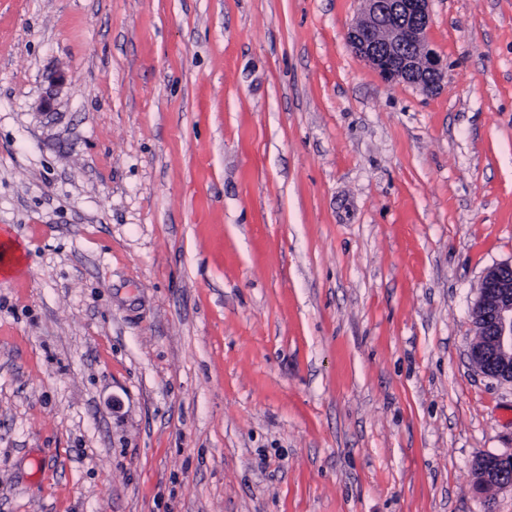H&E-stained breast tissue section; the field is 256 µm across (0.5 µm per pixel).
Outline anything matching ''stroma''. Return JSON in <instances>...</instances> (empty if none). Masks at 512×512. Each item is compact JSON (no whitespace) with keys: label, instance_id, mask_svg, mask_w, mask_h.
<instances>
[{"label":"stroma","instance_id":"35a3bbf8","mask_svg":"<svg viewBox=\"0 0 512 512\" xmlns=\"http://www.w3.org/2000/svg\"><path fill=\"white\" fill-rule=\"evenodd\" d=\"M360 7L0 0V512H512V0H431L433 92ZM471 318L478 340L470 361L483 374L512 383V262L484 272ZM508 468L512 469V457H499L492 458L480 455V459L475 464V471L478 475L479 482L499 489L512 488V481L506 482L502 480L503 471ZM504 472V479L510 481L512 479V470Z\"/></svg>","mask_w":512,"mask_h":512}]
</instances>
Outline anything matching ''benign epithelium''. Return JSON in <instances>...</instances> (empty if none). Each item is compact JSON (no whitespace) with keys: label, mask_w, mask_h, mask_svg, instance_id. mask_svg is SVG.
I'll return each mask as SVG.
<instances>
[{"label":"benign epithelium","mask_w":512,"mask_h":512,"mask_svg":"<svg viewBox=\"0 0 512 512\" xmlns=\"http://www.w3.org/2000/svg\"><path fill=\"white\" fill-rule=\"evenodd\" d=\"M431 0H361L347 33L354 53L388 83L420 85L433 92L445 78V66L428 41ZM478 340L469 349L482 373L512 383V262L488 268L471 308ZM512 457L495 456L475 464L479 482L512 488L502 480Z\"/></svg>","instance_id":"obj_1"}]
</instances>
